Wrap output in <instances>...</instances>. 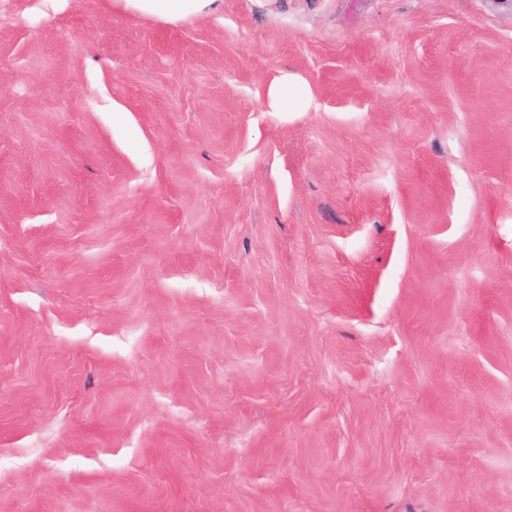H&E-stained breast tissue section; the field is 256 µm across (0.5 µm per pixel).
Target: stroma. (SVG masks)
Masks as SVG:
<instances>
[{
	"instance_id": "obj_1",
	"label": "stroma",
	"mask_w": 512,
	"mask_h": 512,
	"mask_svg": "<svg viewBox=\"0 0 512 512\" xmlns=\"http://www.w3.org/2000/svg\"><path fill=\"white\" fill-rule=\"evenodd\" d=\"M0 512H512V0H0ZM126 11L170 22L189 20L222 10L223 0H114ZM310 100L308 85L288 73L274 81L267 91V106L272 112H304Z\"/></svg>"
}]
</instances>
